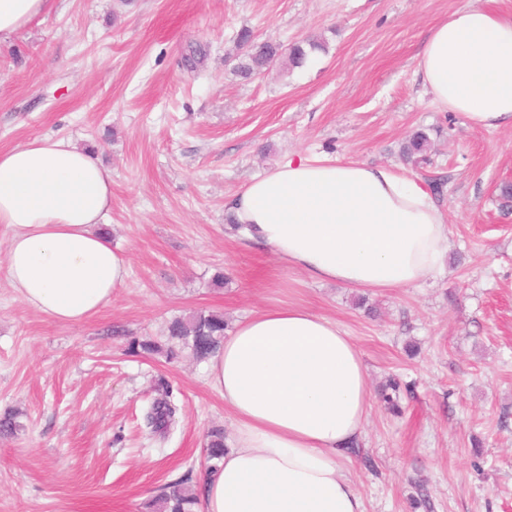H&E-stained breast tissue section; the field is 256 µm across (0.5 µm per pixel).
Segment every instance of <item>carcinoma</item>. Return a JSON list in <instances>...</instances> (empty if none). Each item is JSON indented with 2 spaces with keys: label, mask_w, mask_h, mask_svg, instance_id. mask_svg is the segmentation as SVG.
<instances>
[{
  "label": "carcinoma",
  "mask_w": 512,
  "mask_h": 512,
  "mask_svg": "<svg viewBox=\"0 0 512 512\" xmlns=\"http://www.w3.org/2000/svg\"><path fill=\"white\" fill-rule=\"evenodd\" d=\"M250 30L242 28L237 34V47L244 49L235 73L248 79L269 67L285 64L291 69L300 67L306 61L309 52L324 49V43L309 41L298 42L289 48L275 41H269L262 47H255L250 41ZM430 147L429 136L420 130L412 133L402 147V155L408 160L425 159ZM227 323L224 315L214 311H199L184 317H175L168 322L165 329V340H134L130 350L135 354L162 355L168 361L175 360L184 351L204 361L216 353L224 340ZM175 415V408L167 398L155 399L145 416L151 433L160 437L166 436ZM23 428L18 421V413L6 411L0 415V437H10ZM206 460L210 469L224 457V429L214 428L207 433L205 445ZM199 498L188 492L182 483L170 484L153 497L147 506L150 512H195Z\"/></svg>",
  "instance_id": "cac0c4a2"
}]
</instances>
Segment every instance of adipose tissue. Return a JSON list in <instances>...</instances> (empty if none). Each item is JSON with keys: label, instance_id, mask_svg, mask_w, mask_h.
<instances>
[{"label": "adipose tissue", "instance_id": "1", "mask_svg": "<svg viewBox=\"0 0 512 512\" xmlns=\"http://www.w3.org/2000/svg\"><path fill=\"white\" fill-rule=\"evenodd\" d=\"M53 0H0V39ZM426 92L480 128L512 126V18L465 5L438 22L417 56ZM112 172L83 147L51 137L0 152V229L7 277L21 299L62 323L111 305L129 258L100 231ZM230 210L244 240L319 282L386 291L443 264V210L388 165L288 159L248 181ZM233 431L205 478L203 512H365L339 464L369 415L363 353L331 318L281 305L254 312L207 366Z\"/></svg>", "mask_w": 512, "mask_h": 512}]
</instances>
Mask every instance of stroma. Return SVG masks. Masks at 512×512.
I'll list each match as a JSON object with an SVG mask.
<instances>
[{
  "label": "stroma",
  "mask_w": 512,
  "mask_h": 512,
  "mask_svg": "<svg viewBox=\"0 0 512 512\" xmlns=\"http://www.w3.org/2000/svg\"><path fill=\"white\" fill-rule=\"evenodd\" d=\"M467 3L512 15V0H57L0 42V150L94 147L130 265L110 306L59 324L10 287L0 231V413L23 425L0 439V512H146L168 483L198 490L207 431L232 428L207 364L129 345L198 309L232 325L283 303L335 319L363 353L372 409L340 465L366 512H512V127L444 111L416 72L430 29ZM244 27L326 47L245 80L230 58ZM416 129L431 146L412 164ZM299 156L419 178L447 216L443 267L364 293L225 237L234 194ZM165 388L162 439L144 414ZM430 147L429 136L425 131L412 133L402 147V155L408 160L418 161L425 159V154Z\"/></svg>",
  "instance_id": "obj_1"
}]
</instances>
